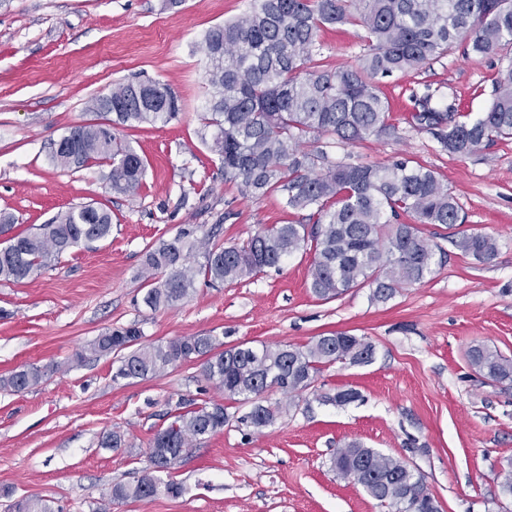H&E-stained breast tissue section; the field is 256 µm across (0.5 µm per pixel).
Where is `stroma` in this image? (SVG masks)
<instances>
[{
  "instance_id": "stroma-1",
  "label": "stroma",
  "mask_w": 512,
  "mask_h": 512,
  "mask_svg": "<svg viewBox=\"0 0 512 512\" xmlns=\"http://www.w3.org/2000/svg\"><path fill=\"white\" fill-rule=\"evenodd\" d=\"M248 5L0 0V211L13 213L21 230L82 203L112 213L106 240L73 248L24 282L0 280V377L27 367L46 372L28 390H0V512L22 497L54 501L61 512H95L102 491L139 477L154 433L183 398L222 403L229 419L172 470L182 495L115 502L109 512H391L333 470V455L350 440L416 467L441 512H512L501 491L512 459V386L487 382L466 357L475 344L512 357V141L460 157L409 121L410 93L429 89L479 116L512 67V44L484 57L457 44L421 70L375 78L391 105L394 135L303 143L332 162L407 157L433 170L468 216L463 232L496 238L492 260L462 255L447 229L428 225L422 232L437 247L434 273L384 303L368 287L317 299L309 288L312 254L300 251L253 278L197 282L175 307L143 304L147 247L183 231L240 245L270 225L308 221L307 212L285 210L280 195L253 198L225 182L203 140L205 35ZM364 36L358 26L326 27L321 55L336 67L356 65ZM145 79L167 84L181 110L165 125L119 128L146 163L137 195L110 190L109 163L77 170L51 163V144L69 127L103 121L92 99ZM131 325L147 344L210 336L256 348L346 331L370 341L375 356L324 368L302 395L273 387L240 401L207 381L197 360L146 380L116 377L114 356L91 347L106 329ZM348 388L359 400L317 399ZM276 402L283 412L273 425L258 431L240 423L252 405ZM111 430L123 433L124 447H101Z\"/></svg>"
}]
</instances>
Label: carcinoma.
Segmentation results:
<instances>
[{"mask_svg": "<svg viewBox=\"0 0 512 512\" xmlns=\"http://www.w3.org/2000/svg\"><path fill=\"white\" fill-rule=\"evenodd\" d=\"M350 24L366 31L365 52L355 67L334 68L317 60L318 38L326 26ZM512 43V0H252L242 15L210 29L205 36L206 82L210 91L205 126L216 132L209 144L224 181H241L254 197L282 196L291 211H312V224H274L246 243L224 247L211 236L183 232L146 254L152 279L143 303L156 311L189 298L197 276L212 284L232 283L280 267L300 250L313 253L310 288L320 299L352 288L369 287L386 302L398 289L434 273L435 246L420 227L454 229L466 222L458 200L435 173L407 158L384 165L366 162L319 163L321 156L301 149L309 134L333 135L346 143L396 133L389 103L373 79L419 70L455 44L481 56ZM411 122L428 131L441 149L468 156L483 145L512 139V68L497 82L494 98L473 120L458 119L456 104L426 92L413 95ZM180 107L173 92L157 81L119 83L112 89V120L76 125L54 143L51 161L79 169L92 162L111 166L110 189L133 196L142 186L146 164L117 127L167 123ZM410 215L412 224L391 223ZM15 218L0 212V280L21 282L48 268L69 250L108 238L112 215L92 203L57 214L29 233H14ZM454 245L480 262L492 259L497 240L461 233ZM203 258L197 266L190 257ZM136 326L109 330L93 343L99 354H113L116 376L156 377L168 368L203 359L207 380L229 397L249 398L264 386L285 393L309 389L321 370L334 364H368L373 345L347 332H327L294 347L244 344L220 350L210 336L174 337L141 343ZM470 366L487 380L512 385V358L483 344L467 352ZM45 371L16 370L0 378V389L22 392L39 384ZM354 389L317 395L343 406L358 400ZM282 413L280 404H257L241 417L261 430ZM228 420L218 402L182 398L171 423L150 443L147 465L133 484H114L107 501L178 497L180 483L162 473L181 460L194 442L222 429ZM338 475L361 469L363 489L395 512H440L424 476L410 466L349 441L332 460ZM11 512H57L44 499L22 498Z\"/></svg>", "mask_w": 512, "mask_h": 512, "instance_id": "obj_1", "label": "carcinoma"}]
</instances>
